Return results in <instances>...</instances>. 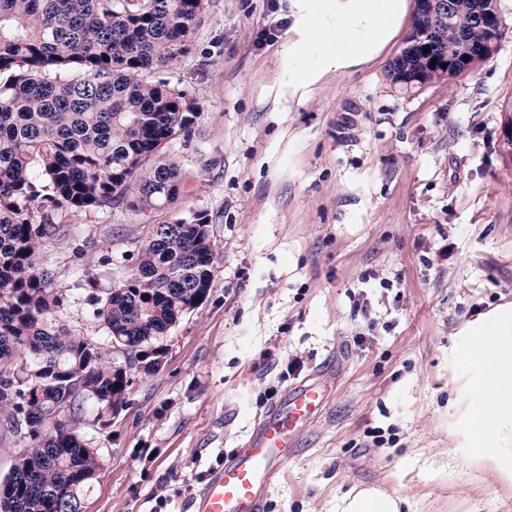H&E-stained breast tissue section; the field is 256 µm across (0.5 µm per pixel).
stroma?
I'll list each match as a JSON object with an SVG mask.
<instances>
[{"mask_svg": "<svg viewBox=\"0 0 512 512\" xmlns=\"http://www.w3.org/2000/svg\"><path fill=\"white\" fill-rule=\"evenodd\" d=\"M492 58L413 93L372 64L289 102L287 0H210L190 51L162 76L196 101L170 153L171 207L89 211L53 244L57 317L101 336L92 288L123 279L155 224L206 213L220 259L206 302L165 337L163 365L133 379L109 427L84 425L100 469L84 512H189L207 473L284 395L317 376L322 416L264 512H336L354 488L404 512H512V486L450 460L474 438L465 411L471 322L512 304V0ZM452 243L451 258L439 256ZM377 322L367 330L357 302ZM368 333L363 346L353 343ZM303 363L288 375L291 359Z\"/></svg>", "mask_w": 512, "mask_h": 512, "instance_id": "35a3bbf8", "label": "stroma"}]
</instances>
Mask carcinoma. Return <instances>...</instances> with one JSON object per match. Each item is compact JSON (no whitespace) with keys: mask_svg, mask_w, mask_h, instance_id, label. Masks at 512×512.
Here are the masks:
<instances>
[{"mask_svg":"<svg viewBox=\"0 0 512 512\" xmlns=\"http://www.w3.org/2000/svg\"><path fill=\"white\" fill-rule=\"evenodd\" d=\"M411 23L389 76L402 88L451 77L441 61L474 57L487 0H450ZM209 0H0V440L25 446L0 480V512H82L99 463L80 433L106 427L127 400L130 361L112 343L165 355L161 337L200 308L218 253L208 215L158 225L118 285L94 296L107 329L94 340L61 323L64 289L44 263L71 218L173 204L182 191L173 130L188 136L193 100L147 73L188 53ZM436 62H431V59Z\"/></svg>","mask_w":512,"mask_h":512,"instance_id":"1","label":"carcinoma"}]
</instances>
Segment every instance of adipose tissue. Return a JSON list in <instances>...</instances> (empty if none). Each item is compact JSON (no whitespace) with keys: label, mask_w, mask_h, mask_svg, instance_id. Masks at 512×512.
<instances>
[{"label":"adipose tissue","mask_w":512,"mask_h":512,"mask_svg":"<svg viewBox=\"0 0 512 512\" xmlns=\"http://www.w3.org/2000/svg\"><path fill=\"white\" fill-rule=\"evenodd\" d=\"M409 0H288V99L303 102L326 76L375 60L404 25ZM475 371L464 424L479 445L465 456L489 461L512 483V305L464 329ZM404 498L377 487L348 493L340 512H402Z\"/></svg>","instance_id":"ef3b65f1"}]
</instances>
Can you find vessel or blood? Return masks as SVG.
<instances>
[{"mask_svg": "<svg viewBox=\"0 0 512 512\" xmlns=\"http://www.w3.org/2000/svg\"><path fill=\"white\" fill-rule=\"evenodd\" d=\"M326 403L324 391L302 381L257 422L245 444L212 470L193 497L192 512H263L272 486L295 456V434L315 420Z\"/></svg>", "mask_w": 512, "mask_h": 512, "instance_id": "obj_1", "label": "vessel or blood"}]
</instances>
